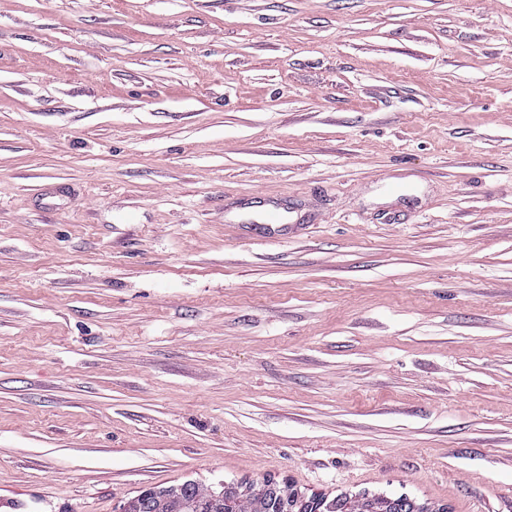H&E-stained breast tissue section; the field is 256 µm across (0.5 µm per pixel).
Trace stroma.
Here are the masks:
<instances>
[{
	"instance_id": "obj_1",
	"label": "stroma",
	"mask_w": 512,
	"mask_h": 512,
	"mask_svg": "<svg viewBox=\"0 0 512 512\" xmlns=\"http://www.w3.org/2000/svg\"><path fill=\"white\" fill-rule=\"evenodd\" d=\"M268 478L512 512V0H0V512ZM263 224H254L255 236L259 238H279L287 234L288 224L278 207L270 205L262 213Z\"/></svg>"
}]
</instances>
